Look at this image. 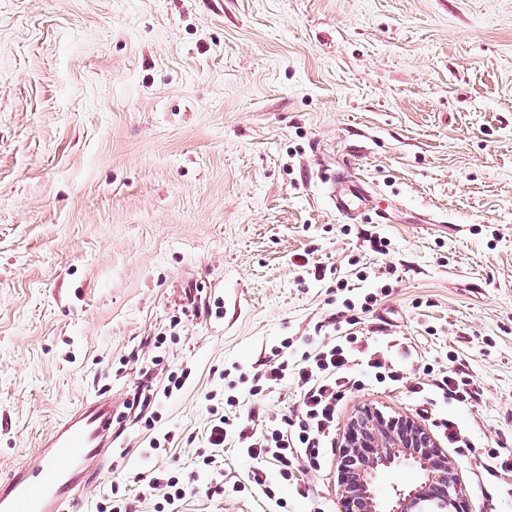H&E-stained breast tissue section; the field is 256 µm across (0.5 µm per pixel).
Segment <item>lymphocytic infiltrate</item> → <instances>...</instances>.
I'll return each mask as SVG.
<instances>
[{"instance_id":"obj_1","label":"lymphocytic infiltrate","mask_w":512,"mask_h":512,"mask_svg":"<svg viewBox=\"0 0 512 512\" xmlns=\"http://www.w3.org/2000/svg\"><path fill=\"white\" fill-rule=\"evenodd\" d=\"M377 302L373 292L360 297L345 295L340 310L330 319L332 336L308 344L296 361H289L283 348L272 349L263 370L252 376L248 394L258 400L295 384L298 402L294 414L288 417L251 411L243 417L217 416L208 436L211 452L202 457L201 470L213 471L214 449L223 447L228 438H236L242 454L253 463L248 476L251 487L273 500L276 512H288V502L277 496L275 485L287 484L300 463L311 473H321L327 456L336 449V421L343 400L352 391L376 384H410L420 415L442 431L449 447L462 456L474 453V442L461 423L437 415L442 402L461 407L479 403L481 393L465 365L438 374L427 367L413 373L408 369L415 359L412 347L394 340L383 348L364 344L353 327ZM477 456L481 479L497 481L511 491L512 447L500 440L495 448ZM270 462L276 473L267 471ZM148 486L170 506L194 492L210 495L224 490L223 483L202 484L196 476L178 474L151 477Z\"/></svg>"}]
</instances>
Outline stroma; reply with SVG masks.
Wrapping results in <instances>:
<instances>
[{
	"mask_svg": "<svg viewBox=\"0 0 512 512\" xmlns=\"http://www.w3.org/2000/svg\"><path fill=\"white\" fill-rule=\"evenodd\" d=\"M344 165L376 211L336 214ZM340 277L380 296L358 335L464 363L485 399L453 415L512 434V0H0V476L106 395L80 495L155 512L142 473L190 472L229 380L331 336ZM365 404L417 414L371 385L339 423ZM216 459L240 512H271L248 458ZM455 462L470 512H512ZM338 463L296 466L288 512L300 487L338 512Z\"/></svg>",
	"mask_w": 512,
	"mask_h": 512,
	"instance_id": "35a3bbf8",
	"label": "stroma"
}]
</instances>
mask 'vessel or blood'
Wrapping results in <instances>:
<instances>
[{"instance_id": "b4317fda", "label": "vessel or blood", "mask_w": 512, "mask_h": 512, "mask_svg": "<svg viewBox=\"0 0 512 512\" xmlns=\"http://www.w3.org/2000/svg\"><path fill=\"white\" fill-rule=\"evenodd\" d=\"M330 199L337 214L355 219L371 202L364 182L331 176ZM111 399L84 403L55 423L40 445L0 477V512H71L82 477L112 445Z\"/></svg>"}]
</instances>
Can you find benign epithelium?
Returning a JSON list of instances; mask_svg holds the SVG:
<instances>
[{"label": "benign epithelium", "mask_w": 512, "mask_h": 512, "mask_svg": "<svg viewBox=\"0 0 512 512\" xmlns=\"http://www.w3.org/2000/svg\"><path fill=\"white\" fill-rule=\"evenodd\" d=\"M339 457V512H421V504L431 500L446 512H468L457 465L409 417H387L370 405L359 407L345 425ZM403 461L416 467L420 478L385 503L375 490L377 475Z\"/></svg>", "instance_id": "1"}]
</instances>
